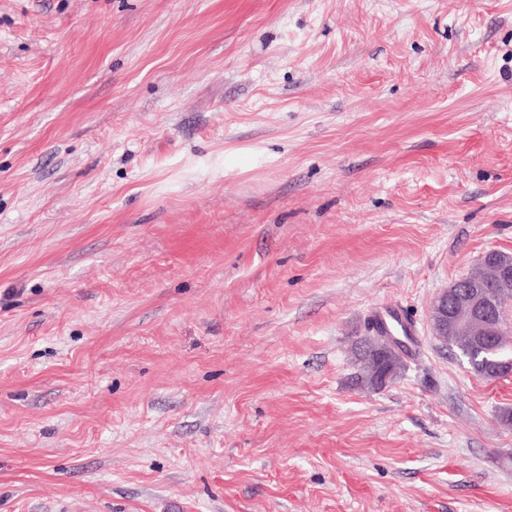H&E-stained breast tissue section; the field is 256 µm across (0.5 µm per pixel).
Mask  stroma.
<instances>
[{
	"instance_id": "obj_1",
	"label": "stroma",
	"mask_w": 512,
	"mask_h": 512,
	"mask_svg": "<svg viewBox=\"0 0 512 512\" xmlns=\"http://www.w3.org/2000/svg\"><path fill=\"white\" fill-rule=\"evenodd\" d=\"M491 250L512 0H0V512H512ZM482 264L486 267L484 280L477 282L459 280L441 292L431 309V325L434 336L468 358L470 369L486 379L502 378L491 373L502 367L500 360L512 363V349L498 336L495 352L472 350L467 336H453L461 329L483 344H493L502 326L512 324V256L498 252L487 253ZM487 282L491 288L485 286ZM381 340H372L366 338L364 346L360 354V363H363L364 374H372V376H378L381 374L380 364L384 360V357L379 355V346Z\"/></svg>"
}]
</instances>
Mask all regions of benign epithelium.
<instances>
[{
	"mask_svg": "<svg viewBox=\"0 0 512 512\" xmlns=\"http://www.w3.org/2000/svg\"><path fill=\"white\" fill-rule=\"evenodd\" d=\"M484 278L459 280L441 292L431 309L434 336L444 339L460 330L483 344L494 343L504 324H512V256L487 253Z\"/></svg>",
	"mask_w": 512,
	"mask_h": 512,
	"instance_id": "7a95c632",
	"label": "benign epithelium"
}]
</instances>
